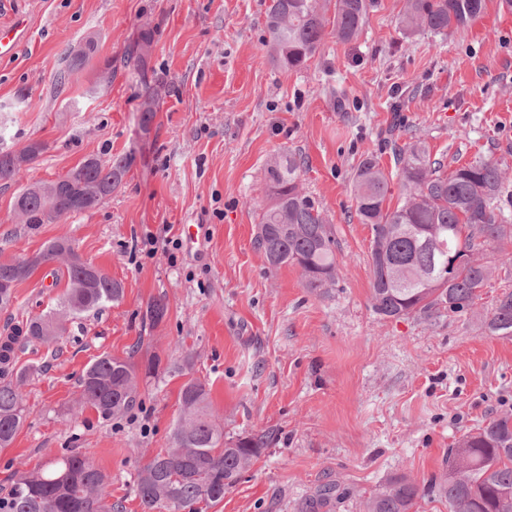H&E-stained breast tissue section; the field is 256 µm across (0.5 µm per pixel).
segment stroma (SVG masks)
<instances>
[{"instance_id":"35a3bbf8","label":"stroma","mask_w":512,"mask_h":512,"mask_svg":"<svg viewBox=\"0 0 512 512\" xmlns=\"http://www.w3.org/2000/svg\"><path fill=\"white\" fill-rule=\"evenodd\" d=\"M403 0H372L360 36L327 32L306 67L277 66L266 43L270 0H10L0 22L22 20L13 55L0 58V147L44 151L17 184L0 185V257H31L68 237L81 257L121 282L104 312L69 323L55 345L33 343L17 366L29 416L0 450V493L14 476L78 452L105 473L122 512H141L136 468L168 448L179 390H210L228 440L266 434L251 469L201 512H298L320 486H338L326 512H363L390 480L413 478L411 512H448L432 481L445 453L491 417L512 414V337L485 319L512 289L496 270L464 315L426 322L378 316L371 303V230L359 223L349 183L364 150L394 170L396 148L425 140L448 168L491 160L512 171V10L488 0L464 37L397 28ZM154 31L139 55L142 29ZM90 68L67 74L86 36ZM109 67L110 82L96 71ZM159 110L140 129V75ZM304 156L305 190L336 238L340 274L328 294L303 287L292 266L271 269L254 248L266 205L265 170L277 155ZM129 154L123 183L104 203L30 226L13 202L90 156ZM193 231L175 255L141 252L148 235ZM62 262L17 284L8 327L57 308ZM165 298L166 317L142 320ZM157 359L134 407L102 420L79 408L96 357ZM192 370L181 367L183 356Z\"/></svg>"}]
</instances>
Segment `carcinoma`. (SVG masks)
Here are the masks:
<instances>
[{"label":"carcinoma","mask_w":512,"mask_h":512,"mask_svg":"<svg viewBox=\"0 0 512 512\" xmlns=\"http://www.w3.org/2000/svg\"><path fill=\"white\" fill-rule=\"evenodd\" d=\"M334 7V33L341 41L356 38L365 23L370 0H271L267 13L268 44L282 67H304L325 35L328 5ZM487 0H404L398 26L407 33L428 30L463 36L486 10ZM97 51L93 38L70 54L69 72L88 67ZM144 104L140 127L148 131L156 117L154 87L140 77ZM45 150L31 142L18 151L0 150V184L20 177L17 159L30 163ZM401 196L390 206V176L372 151H365L352 177L355 212L370 226L371 299L384 318L420 315L431 321L443 312L470 311L494 271L512 265V254L492 263L484 248L512 238V224L496 205L506 172L498 164L476 160L452 170L432 157L417 139L395 153ZM130 159L87 158L54 188L31 186L15 197L14 211L27 224H46L81 213L80 196L90 186L101 194L97 204L123 182ZM304 160L295 154L273 158L265 175L269 203L259 214L255 250L272 268L299 269L303 285L325 293L336 283V238L319 203L300 187ZM72 251L66 238L49 242L37 258L0 261V309L14 300L15 286L42 264ZM67 291L60 308L30 318L25 327L3 337L5 348L31 342H54L65 322L98 313L123 295L122 284L104 272L91 275V263L65 262ZM167 313L164 298L153 299L145 320L154 326ZM493 335L512 337V290L503 292L485 321ZM35 369L0 370V449L13 443L28 416L20 391ZM139 369L129 359L102 355L84 370L82 407L103 419L124 416L138 394ZM181 415L170 434L171 446L137 469L132 484L141 512H199L198 505H215L233 487L265 447L262 435L237 441L224 439V426L211 411L206 385L192 379L180 393ZM448 474L442 484L448 512H512V415L495 416L448 449ZM109 477L86 458L70 453L47 466L13 478L0 494V512H112ZM418 485L399 478L369 498L366 512H410ZM336 487L323 486L305 502L304 512H319L335 496Z\"/></svg>","instance_id":"carcinoma-1"}]
</instances>
